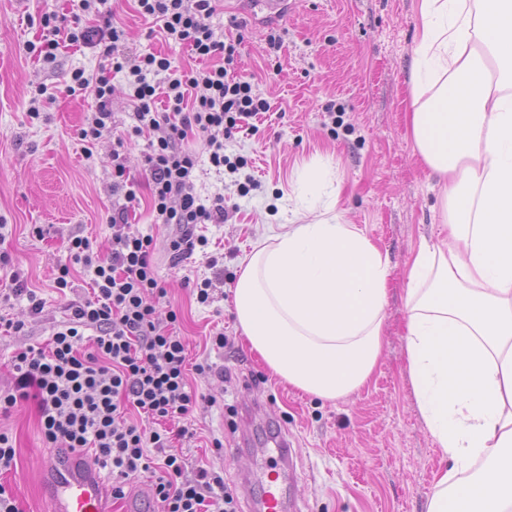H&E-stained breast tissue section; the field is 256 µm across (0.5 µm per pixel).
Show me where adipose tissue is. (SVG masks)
<instances>
[{"instance_id": "1", "label": "adipose tissue", "mask_w": 512, "mask_h": 512, "mask_svg": "<svg viewBox=\"0 0 512 512\" xmlns=\"http://www.w3.org/2000/svg\"><path fill=\"white\" fill-rule=\"evenodd\" d=\"M419 15L408 119L448 230L421 242L405 294L410 383L449 462L426 512H512V0H419ZM389 277L351 225L286 224L243 263L236 319L271 374L345 398L381 359Z\"/></svg>"}]
</instances>
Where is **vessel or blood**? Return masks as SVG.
I'll list each match as a JSON object with an SVG mask.
<instances>
[{
	"mask_svg": "<svg viewBox=\"0 0 512 512\" xmlns=\"http://www.w3.org/2000/svg\"><path fill=\"white\" fill-rule=\"evenodd\" d=\"M270 462L257 476L261 494L255 512H302L297 501L286 500L283 485L296 475L297 454L287 436L269 439ZM52 512H109L107 483L98 465L82 454H51L43 463Z\"/></svg>",
	"mask_w": 512,
	"mask_h": 512,
	"instance_id": "1",
	"label": "vessel or blood"
}]
</instances>
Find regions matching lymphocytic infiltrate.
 <instances>
[{
    "label": "lymphocytic infiltrate",
    "instance_id": "f902f5d3",
    "mask_svg": "<svg viewBox=\"0 0 512 512\" xmlns=\"http://www.w3.org/2000/svg\"><path fill=\"white\" fill-rule=\"evenodd\" d=\"M215 2L136 0L141 15L159 22L165 41L212 60V67L200 71H185L152 52L133 59L121 54L125 31L113 21L107 0H78L82 15L94 19L90 25L63 28L56 13L43 14L42 34L26 45L45 64L70 46L97 52V70H73L65 87L67 95L94 98L79 131L90 148L111 128L112 76L124 74L134 103L126 134L148 139L143 177L155 222L171 230L166 245L176 261L206 246L198 225L223 223L227 215L223 198L208 205L195 190L200 158L219 171L246 168L247 159L228 156L226 145L252 130L253 119L269 109L252 79L238 70V41L218 36L211 26ZM191 135L201 139L202 152L185 149ZM128 171L125 154L113 151L112 185L125 193L110 219L109 254L94 252L85 237L69 243L74 262L91 274L92 297L69 305L66 324L46 347L29 346L13 356L14 382L0 394V417L35 400L45 441L94 451L110 471L113 500L124 499L129 481L146 474L157 512H238L237 492L223 476L203 467L189 472L173 448L196 435L189 420L200 395L187 380L188 370L208 377L215 367L205 359L190 363L176 311L164 320L158 316L165 290L153 262V235L129 228L140 200ZM131 409L147 418V426L128 422Z\"/></svg>",
    "mask_w": 512,
    "mask_h": 512
}]
</instances>
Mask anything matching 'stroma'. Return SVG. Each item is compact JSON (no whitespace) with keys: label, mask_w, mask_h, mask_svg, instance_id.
I'll list each match as a JSON object with an SVG mask.
<instances>
[{"label":"stroma","mask_w":512,"mask_h":512,"mask_svg":"<svg viewBox=\"0 0 512 512\" xmlns=\"http://www.w3.org/2000/svg\"><path fill=\"white\" fill-rule=\"evenodd\" d=\"M210 20L224 33L229 17L247 25L238 66L253 76L270 109L256 121L254 133L239 135L229 153L247 157L258 190L239 198L233 175L202 164L196 191L209 200L217 194L240 203L224 223L199 229L207 244L173 263L163 244L169 228L155 226L147 201L132 217L135 228L153 234L158 275L167 290L160 312L178 308V330L190 360L210 358L223 376L189 373L190 385L206 396L194 416L198 434L181 453L189 470L204 467L223 475L227 484L256 463L257 450L269 434L286 432L298 445V483L293 491L303 512H425L436 474L448 458L425 428L410 386L405 349L406 271L421 243L448 235L441 223V190L436 175L419 161L407 131L409 67L420 17L418 0H300L285 21L257 20L253 0H218ZM127 38L120 50L134 57L161 52L175 65L191 69L188 51L165 42L153 20L144 18L134 0H108ZM69 10V0H0V252H7L26 285L44 301L42 313L29 315L25 297L0 303V315L22 319L20 335L0 334V390L13 383L11 358L30 345H45L65 324L71 302L91 288L83 265L71 266L68 288L55 286L57 269L68 260L67 244L76 236L96 242L101 254L112 245L108 219L123 204L112 191L114 133L130 123L133 103L123 74L113 79V131L85 157L78 130L90 112V97L70 96L64 85L71 71L95 70L92 50L68 48L44 65L27 54L25 44L41 34L43 13ZM284 32L275 55L266 51L271 29ZM44 86L56 100L40 119L27 114L30 93ZM342 102L352 132L331 138L328 101ZM329 173L322 193L299 196L300 173L307 164ZM331 211L352 224L390 265V293L383 325V355L369 383L357 394L336 401L302 393L270 374L251 351L237 325L233 288L244 259L279 225L296 221L304 208ZM211 279L212 300L197 303L188 283ZM224 331L232 344L212 346ZM261 404L269 414L249 446L238 444L230 428L231 409ZM12 433L16 465L0 475L11 486L20 512H51L41 463L49 453L35 401L0 419ZM223 437V451L211 446Z\"/></svg>","instance_id":"stroma-1"}]
</instances>
